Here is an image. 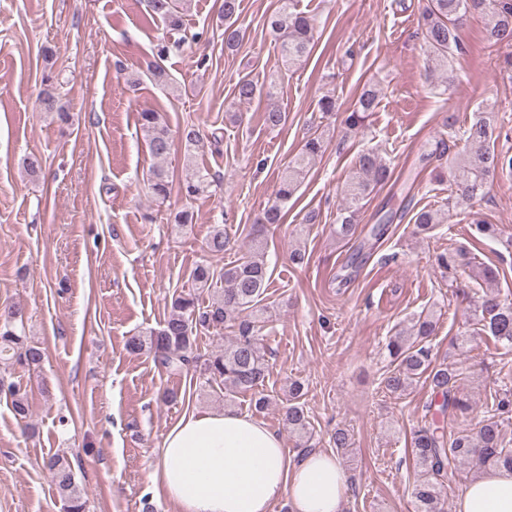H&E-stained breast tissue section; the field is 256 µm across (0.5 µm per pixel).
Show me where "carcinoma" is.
<instances>
[{
    "mask_svg": "<svg viewBox=\"0 0 512 512\" xmlns=\"http://www.w3.org/2000/svg\"><path fill=\"white\" fill-rule=\"evenodd\" d=\"M189 0H148L150 11L162 18L167 28L183 30L184 17ZM239 0H222L219 20L224 26V45L232 48L242 38L237 26ZM480 12L486 19L488 36L495 43L512 46V0H428L422 13L421 32L435 63V68L448 70V63L462 52L458 28L464 17ZM268 34L274 40L281 66L289 71L305 61L314 45L313 20L298 11L296 0H279L278 8L266 20ZM147 75L156 85L171 87L172 78L157 61L147 66ZM275 80L257 84L241 79L235 86V97L249 102L256 97L274 95ZM379 91L367 86L356 99L346 123L359 127L365 113L378 104ZM44 112L53 113L62 122L70 120V113L62 102L57 87L46 84L39 95ZM286 121V113L277 106L263 113L264 126L275 129ZM138 122L151 155L157 160L151 171L149 189L152 200L163 204L177 191L190 201L207 192L220 180L208 170L194 167L173 188V175L165 166L171 153L173 140L169 128L160 113L147 109L139 112ZM498 133V115L481 112L464 128L461 137L465 141L467 158L462 163L448 167V178L458 187L456 204L484 197L491 178L508 169L512 171V156L495 150ZM184 158L192 162L195 154L204 147L198 129L184 127L181 133ZM323 134L313 131L301 151L290 161L279 176L275 199L257 219L259 224L283 223V210L298 191L316 159L323 154ZM390 175L389 167L374 152L359 156L351 176L340 189L336 236L350 240L356 233V217L363 200ZM443 223L438 211L423 209L414 219L417 232L427 234ZM249 254L235 264L218 270L208 263H198L190 272L191 287L172 295L169 311L157 328H150L129 336L126 348L133 354H148L165 370L173 374L199 372L202 385L224 394V400L233 401L237 394H250V403L256 411L270 404L265 393L269 379V366L261 330L269 322L266 306L262 305L271 272L265 260L268 237L260 231H251ZM230 239L221 224L215 225L206 247L209 252L222 254ZM437 264L444 270H458L470 265L467 253L459 250L443 253ZM211 293L207 306L199 304V295ZM472 316L484 327L496 342L512 347V303L499 300L496 295H486L474 304ZM230 324L235 336L224 348L202 358L198 352L200 334ZM435 329L434 315L421 314L407 329L391 337L387 344L393 369L383 378L385 389L402 396L420 378L428 381L434 400L425 406L431 420L418 428L411 438L413 457L418 468L412 497L415 512H443L442 490L445 479L461 465H472L482 471L494 466L512 468V440L503 433L501 424L491 416L479 430L470 434L458 431L448 434L445 422H452L469 410L457 386L459 373L453 365L433 361L429 338ZM0 359L11 360L21 366L39 367L44 352L25 334L24 313L14 305L0 312ZM0 392L10 398L12 410L19 419L29 414L28 394L21 387L0 381ZM304 384L294 380L288 387V403L284 408L283 422L288 433L299 441L302 453L313 450L311 418L303 396ZM56 493L62 503V512H86V500L75 481L74 465L67 456L54 454L44 460Z\"/></svg>",
    "mask_w": 512,
    "mask_h": 512,
    "instance_id": "cac0c4a2",
    "label": "carcinoma"
}]
</instances>
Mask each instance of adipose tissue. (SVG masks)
Instances as JSON below:
<instances>
[{"label": "adipose tissue", "mask_w": 512, "mask_h": 512, "mask_svg": "<svg viewBox=\"0 0 512 512\" xmlns=\"http://www.w3.org/2000/svg\"><path fill=\"white\" fill-rule=\"evenodd\" d=\"M177 512H270L287 495L294 512H342L348 479L335 455L285 452L277 431L233 410H190L167 432L149 474ZM455 512H512V469L466 484Z\"/></svg>", "instance_id": "1"}]
</instances>
